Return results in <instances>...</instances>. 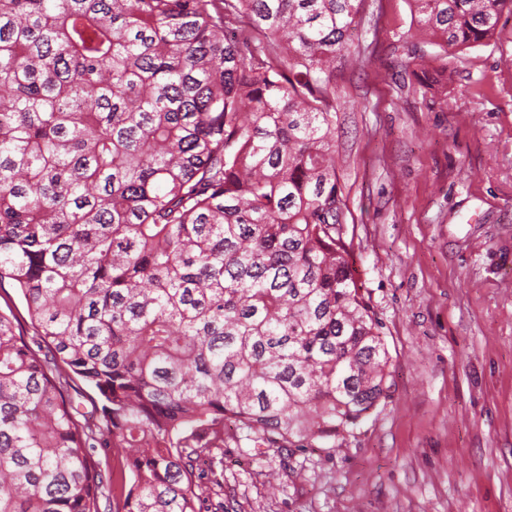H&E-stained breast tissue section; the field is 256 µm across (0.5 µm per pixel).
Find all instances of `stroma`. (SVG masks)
I'll return each mask as SVG.
<instances>
[{
  "label": "stroma",
  "mask_w": 512,
  "mask_h": 512,
  "mask_svg": "<svg viewBox=\"0 0 512 512\" xmlns=\"http://www.w3.org/2000/svg\"><path fill=\"white\" fill-rule=\"evenodd\" d=\"M368 0L338 66L349 264L391 355L388 396L332 448L224 434L239 512H512V15L455 52Z\"/></svg>",
  "instance_id": "stroma-1"
}]
</instances>
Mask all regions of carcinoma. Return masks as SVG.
<instances>
[{"label": "carcinoma", "instance_id": "cac0c4a2", "mask_svg": "<svg viewBox=\"0 0 512 512\" xmlns=\"http://www.w3.org/2000/svg\"><path fill=\"white\" fill-rule=\"evenodd\" d=\"M366 0H0V512H199L224 420L320 448L392 386L337 60ZM443 52L512 0H409ZM112 453L119 476L96 458Z\"/></svg>", "mask_w": 512, "mask_h": 512}]
</instances>
